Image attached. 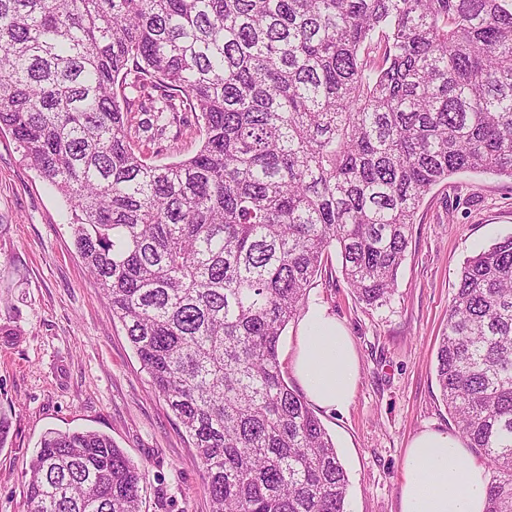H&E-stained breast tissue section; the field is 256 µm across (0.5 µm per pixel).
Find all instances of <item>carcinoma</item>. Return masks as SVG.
<instances>
[{
	"instance_id": "1",
	"label": "carcinoma",
	"mask_w": 512,
	"mask_h": 512,
	"mask_svg": "<svg viewBox=\"0 0 512 512\" xmlns=\"http://www.w3.org/2000/svg\"><path fill=\"white\" fill-rule=\"evenodd\" d=\"M196 449L211 512H347L280 336L336 250L386 305L420 202L512 179V0H0V131ZM202 133L190 157L159 151ZM436 376L512 512V236L461 266ZM109 436L50 431L27 512H142ZM201 145V136L199 137V134L196 132L188 133L186 136H183V140L180 144L181 152L178 153L177 156L172 155L171 153H165L163 155L156 156V153L153 154V152L156 149V146L147 144L144 141H141L138 143V147L140 151H142L147 158H150V161L156 162V163H167L176 160L177 158H183L185 156H188L192 153H194L199 146Z\"/></svg>"
}]
</instances>
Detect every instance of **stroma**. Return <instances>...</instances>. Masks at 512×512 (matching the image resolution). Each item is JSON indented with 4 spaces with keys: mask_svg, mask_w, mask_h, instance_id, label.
Here are the masks:
<instances>
[{
    "mask_svg": "<svg viewBox=\"0 0 512 512\" xmlns=\"http://www.w3.org/2000/svg\"><path fill=\"white\" fill-rule=\"evenodd\" d=\"M65 201L0 133V512H26L22 474L50 430L112 437L146 471L142 512H210L183 428L148 375L68 227ZM512 235V180L455 175L428 194L387 306L358 303L330 257L309 300L348 328L360 376L344 411L317 409L349 477L347 512H401L415 435L461 432L436 380L437 349L464 260Z\"/></svg>",
    "mask_w": 512,
    "mask_h": 512,
    "instance_id": "stroma-1",
    "label": "stroma"
}]
</instances>
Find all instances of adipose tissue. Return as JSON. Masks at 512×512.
Here are the masks:
<instances>
[{
  "mask_svg": "<svg viewBox=\"0 0 512 512\" xmlns=\"http://www.w3.org/2000/svg\"><path fill=\"white\" fill-rule=\"evenodd\" d=\"M290 366L317 407L343 410L352 403L358 358L347 330L325 307L310 306L301 318ZM402 471L401 512L485 510V473L453 437L420 432L406 450Z\"/></svg>",
  "mask_w": 512,
  "mask_h": 512,
  "instance_id": "obj_1",
  "label": "adipose tissue"
}]
</instances>
